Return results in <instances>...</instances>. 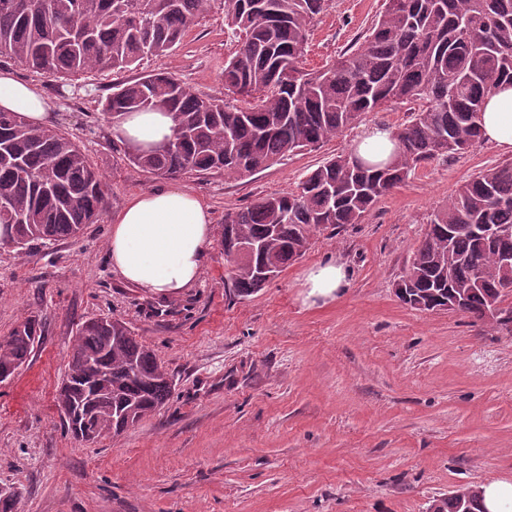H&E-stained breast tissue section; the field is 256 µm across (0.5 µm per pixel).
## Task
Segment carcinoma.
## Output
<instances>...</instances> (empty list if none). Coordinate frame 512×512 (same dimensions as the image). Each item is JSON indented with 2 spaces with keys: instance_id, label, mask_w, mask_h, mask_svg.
Here are the masks:
<instances>
[{
  "instance_id": "carcinoma-1",
  "label": "carcinoma",
  "mask_w": 512,
  "mask_h": 512,
  "mask_svg": "<svg viewBox=\"0 0 512 512\" xmlns=\"http://www.w3.org/2000/svg\"><path fill=\"white\" fill-rule=\"evenodd\" d=\"M329 0H0V57L57 79L126 69L165 56L209 10L224 12L237 42L224 60L232 100L192 92L167 72L119 84L103 111L114 123L128 112L172 114V136L158 148L127 146L135 169L180 178L224 173L243 178L295 152L343 134L369 112L419 103L393 128L394 150L371 164L355 147L309 172L297 190L264 196L224 215V257L240 297L266 287L301 257L314 232L361 224L377 203L422 165L479 142L478 119L499 83L512 82V0H385L364 40L316 71L303 57L310 27ZM107 185L66 133L0 111V244L78 236L103 210ZM481 224L512 226V163L460 186L430 219L396 283L404 303L484 319L512 278L500 258L512 236L484 239ZM42 336L34 317L0 338V374L12 377ZM173 379L126 323L80 324L58 396L63 425L80 441L119 435L161 407ZM437 512H480L462 486Z\"/></svg>"
}]
</instances>
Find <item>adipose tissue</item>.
I'll return each instance as SVG.
<instances>
[{"label":"adipose tissue","instance_id":"obj_1","mask_svg":"<svg viewBox=\"0 0 512 512\" xmlns=\"http://www.w3.org/2000/svg\"><path fill=\"white\" fill-rule=\"evenodd\" d=\"M50 108L33 85L0 73V110L22 114L42 124ZM166 112H136L124 117L115 135L148 150L172 133ZM480 139L512 154V86L502 85L488 99L479 121ZM213 224L209 207L196 193L181 186L134 195L113 217L109 257L122 277L148 292L172 295L192 286L211 244ZM349 284L344 264L330 260L311 268L305 285L312 296L330 298Z\"/></svg>","mask_w":512,"mask_h":512}]
</instances>
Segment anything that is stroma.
<instances>
[{
	"mask_svg": "<svg viewBox=\"0 0 512 512\" xmlns=\"http://www.w3.org/2000/svg\"><path fill=\"white\" fill-rule=\"evenodd\" d=\"M385 0H330L314 21L304 66L336 60ZM236 48L215 9L172 53L136 67L53 79L0 58L37 86L50 126L69 134L105 177L97 223L78 238L0 246V336L24 318L44 326L28 362L0 384V487L20 512H428L460 486L512 481V332L491 320L410 307L395 283L434 210L480 171L512 162L478 143L419 167L364 223L317 232L306 253L242 298L224 257V216L296 190L368 126L405 123L406 106L364 115L316 150L253 175L180 178L210 207L213 240L198 281L176 297L136 288L108 256L110 219L171 178L134 169L103 102L113 84L167 71L223 97ZM347 263L350 285L308 297L303 274ZM121 320L173 378L169 400L124 433L77 442L57 406L78 324Z\"/></svg>",
	"mask_w": 512,
	"mask_h": 512,
	"instance_id": "1",
	"label": "stroma"
}]
</instances>
